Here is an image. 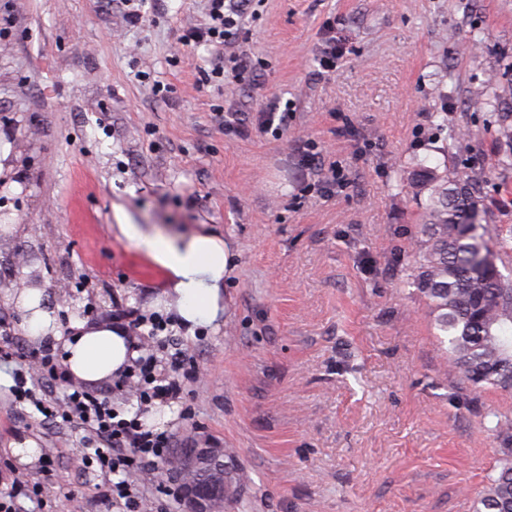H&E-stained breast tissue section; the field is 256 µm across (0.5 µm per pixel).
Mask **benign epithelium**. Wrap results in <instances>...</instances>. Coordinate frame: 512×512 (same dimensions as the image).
Wrapping results in <instances>:
<instances>
[{
	"mask_svg": "<svg viewBox=\"0 0 512 512\" xmlns=\"http://www.w3.org/2000/svg\"><path fill=\"white\" fill-rule=\"evenodd\" d=\"M228 452L221 444L203 431L187 441L183 447L176 449L171 465L176 472H184L188 478L184 480L182 489V512H220L224 497L230 493V481L221 484H203L196 474L206 470L224 471V456Z\"/></svg>",
	"mask_w": 512,
	"mask_h": 512,
	"instance_id": "benign-epithelium-1",
	"label": "benign epithelium"
}]
</instances>
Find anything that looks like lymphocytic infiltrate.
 <instances>
[{"mask_svg":"<svg viewBox=\"0 0 512 512\" xmlns=\"http://www.w3.org/2000/svg\"><path fill=\"white\" fill-rule=\"evenodd\" d=\"M207 21L188 29L183 35L187 46L207 44L224 47L223 57L217 58L210 70L204 71L202 84L221 87L255 82L257 74L242 54L232 45L254 18L257 0H207ZM292 114L290 109L270 104L259 112H242L233 108H217L214 121L218 127L240 137L252 134L287 131ZM297 152L305 174L321 178L328 186L349 187L348 170L336 162L326 161L316 143L300 142ZM138 356L117 375L115 387L134 386L138 401L137 411L129 417L120 416L105 395L82 388L73 389L63 401L52 399L54 388L67 384L68 376L57 360L53 348L47 347L38 356H30L15 349L11 336H0V357L18 361L24 370L37 372L40 390L27 388L25 380H18L15 393L31 398L34 405H46L51 418L65 423L81 421L88 431V446L83 452L84 464L98 467L105 475L103 495L111 500L118 512H141L142 500L133 496L127 474L147 469L166 460L172 446L168 432L147 424L144 419L152 408L179 402L184 382L192 375L183 351L170 354L166 362H159L153 349L134 343Z\"/></svg>","mask_w":512,"mask_h":512,"instance_id":"obj_1","label":"lymphocytic infiltrate"}]
</instances>
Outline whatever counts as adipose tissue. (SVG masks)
<instances>
[{
	"label": "adipose tissue",
	"instance_id": "adipose-tissue-1",
	"mask_svg": "<svg viewBox=\"0 0 512 512\" xmlns=\"http://www.w3.org/2000/svg\"><path fill=\"white\" fill-rule=\"evenodd\" d=\"M128 239L142 244L165 267L173 281L168 296L184 325L210 324L225 312L224 278L232 271L231 245L211 233L186 239L144 235L137 225H120ZM68 375L92 385L109 380L123 370L136 353L124 328L117 325H78L63 338Z\"/></svg>",
	"mask_w": 512,
	"mask_h": 512
}]
</instances>
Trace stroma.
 Instances as JSON below:
<instances>
[{
	"mask_svg": "<svg viewBox=\"0 0 512 512\" xmlns=\"http://www.w3.org/2000/svg\"><path fill=\"white\" fill-rule=\"evenodd\" d=\"M131 26L120 0H0V327L30 336L19 289H44L54 327L162 316L198 378L148 424L229 448L243 478L224 512H475L504 455L512 393L450 371L426 300L409 287L425 203L415 163L484 169L495 257L512 269V142L477 106L512 79V0H264L239 49L261 82L199 83L208 47H184L206 0H156ZM344 37L336 67L318 58ZM168 86L165 95L150 87ZM291 102L288 131L241 138L214 105ZM314 139L353 183L330 198L300 183L295 142ZM232 242L225 314L187 328L164 268L119 225ZM0 359V491L15 512H112L81 463L85 431L17 402Z\"/></svg>",
	"mask_w": 512,
	"mask_h": 512,
	"instance_id": "1",
	"label": "stroma"
}]
</instances>
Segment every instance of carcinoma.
Returning <instances> with one entry per match:
<instances>
[{"label":"carcinoma","instance_id":"carcinoma-1","mask_svg":"<svg viewBox=\"0 0 512 512\" xmlns=\"http://www.w3.org/2000/svg\"><path fill=\"white\" fill-rule=\"evenodd\" d=\"M486 103L500 112L512 136V89L490 82ZM413 178L428 191L420 214L422 236L414 254L410 284L429 304L435 327L448 338L451 371L475 387L512 391V280L497 265L478 232L485 220L482 169L441 175L417 164ZM476 512H512V461L491 477L477 499Z\"/></svg>","mask_w":512,"mask_h":512}]
</instances>
